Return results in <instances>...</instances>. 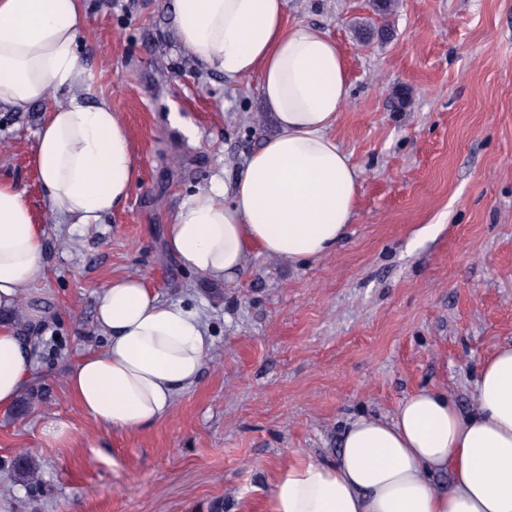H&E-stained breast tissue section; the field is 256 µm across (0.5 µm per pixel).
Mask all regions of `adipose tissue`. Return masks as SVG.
I'll use <instances>...</instances> for the list:
<instances>
[{
	"label": "adipose tissue",
	"mask_w": 512,
	"mask_h": 512,
	"mask_svg": "<svg viewBox=\"0 0 512 512\" xmlns=\"http://www.w3.org/2000/svg\"><path fill=\"white\" fill-rule=\"evenodd\" d=\"M168 5L204 70L256 78L277 132L231 186L178 206L164 226L167 252L227 282L256 248L293 264L334 252L354 222L361 176L332 133L350 92L336 42L316 26L288 23L286 0ZM85 22V0H0V111L25 112L64 94L39 128L32 163L48 213L96 224L129 197L138 159L81 62ZM43 251L22 191L0 181V312L36 279ZM96 321L107 344L72 368L71 395L105 428L154 426L200 376L212 347L204 316L125 276L102 289ZM31 373L28 343L0 325V407L17 401ZM472 396L465 413L448 390L422 387L391 415L355 418L335 458L293 461L271 475L266 512H512V342L482 363Z\"/></svg>",
	"instance_id": "1"
}]
</instances>
